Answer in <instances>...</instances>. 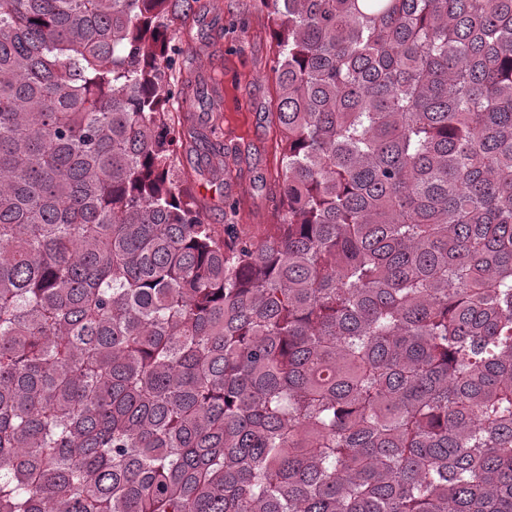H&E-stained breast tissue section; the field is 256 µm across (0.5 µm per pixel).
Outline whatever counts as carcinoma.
<instances>
[{
	"instance_id": "1",
	"label": "carcinoma",
	"mask_w": 512,
	"mask_h": 512,
	"mask_svg": "<svg viewBox=\"0 0 512 512\" xmlns=\"http://www.w3.org/2000/svg\"><path fill=\"white\" fill-rule=\"evenodd\" d=\"M171 2L0 0V512H512V0H262V242Z\"/></svg>"
}]
</instances>
